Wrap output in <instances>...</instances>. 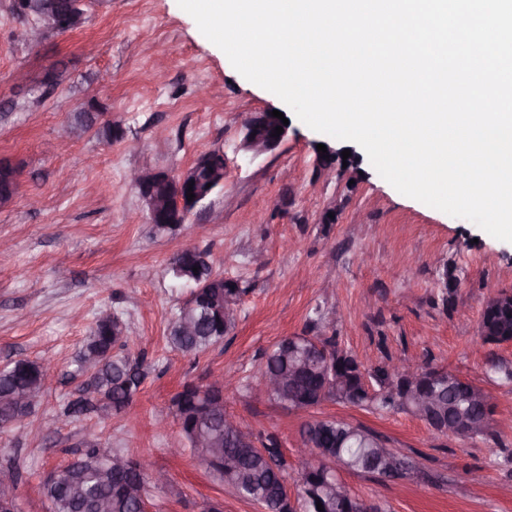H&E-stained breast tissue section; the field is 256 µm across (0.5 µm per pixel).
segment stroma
<instances>
[{
    "label": "stroma",
    "mask_w": 512,
    "mask_h": 512,
    "mask_svg": "<svg viewBox=\"0 0 512 512\" xmlns=\"http://www.w3.org/2000/svg\"><path fill=\"white\" fill-rule=\"evenodd\" d=\"M84 10L79 29L30 45L16 38L27 18L0 0V159L21 170L17 195L0 207L9 244L0 250V367L27 359L48 369L31 415L0 431L18 512H48L43 478L89 441L169 472L166 487L148 491L151 512H204L213 501L260 512L198 465L176 422L155 424L184 383L220 376L235 382L227 412L276 434L286 457L305 423L336 419L409 458L414 472L399 481L340 469L351 494L382 512H512V382L502 375L512 342L478 338L488 300L512 291V243L400 194L358 144L299 119L275 150L245 151L248 115L286 106L244 79L176 0H86ZM84 108L120 126L121 139L91 130L46 152ZM212 150L224 153L223 189L181 227L156 233L128 172L176 176ZM189 240L244 290L235 327L195 355L166 339L189 294L170 260ZM112 315L131 335L125 355L148 366L141 390L128 414L66 418L84 380L82 345ZM318 321L366 368L406 360L482 386L493 397L488 433L439 436L402 411L328 401L296 412L258 396L265 353Z\"/></svg>",
    "instance_id": "obj_1"
}]
</instances>
